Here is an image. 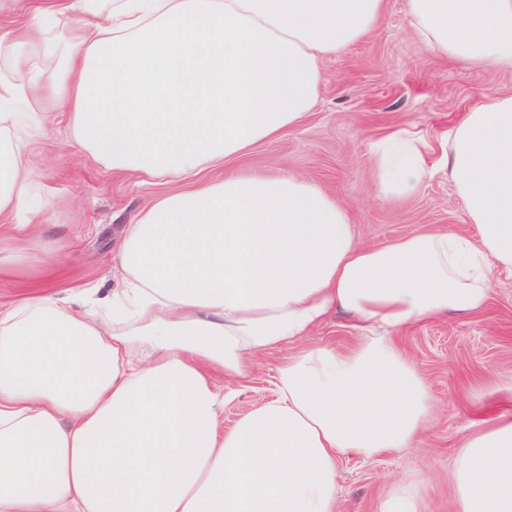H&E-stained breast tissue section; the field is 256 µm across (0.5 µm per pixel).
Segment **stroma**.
Here are the masks:
<instances>
[{"instance_id":"35a3bbf8","label":"stroma","mask_w":512,"mask_h":512,"mask_svg":"<svg viewBox=\"0 0 512 512\" xmlns=\"http://www.w3.org/2000/svg\"><path fill=\"white\" fill-rule=\"evenodd\" d=\"M504 89H512V72L478 74L434 56L410 34L404 0H387L376 32L326 61L319 99L303 125L258 144L233 165L314 180L348 211L366 245L382 247L426 228L467 233L471 227L447 170L413 199H376L371 146L398 125L439 143L481 95ZM29 162L37 174L33 207L41 225L20 241L28 260L0 272L2 302L38 292L63 296L78 285L109 288L126 225L155 196L180 189L112 174L70 140L64 112L35 133ZM49 243L65 255L46 266L41 259ZM397 341L436 399L434 417L407 454L338 461L340 512H380L390 484L404 478L411 479L421 512H455L448 472L459 440L472 422L504 408L490 377L512 383V278L494 285L483 311L411 326ZM274 365L261 361L225 400V427L272 398Z\"/></svg>"}]
</instances>
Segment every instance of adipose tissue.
Here are the masks:
<instances>
[{
  "label": "adipose tissue",
  "instance_id": "adipose-tissue-1",
  "mask_svg": "<svg viewBox=\"0 0 512 512\" xmlns=\"http://www.w3.org/2000/svg\"><path fill=\"white\" fill-rule=\"evenodd\" d=\"M409 30L475 71H512V0H405ZM385 0H50L0 36V215L35 174L25 129L54 102L96 162L158 196L118 244L121 277L82 307L0 304V512H338L341 457L415 447L434 398L396 345L407 327L486 308L512 277V93L483 96L442 156L469 235L362 245L311 180L213 170L299 127L323 63ZM375 192L418 195L419 132L372 145ZM344 313L353 345L309 339ZM279 355L276 396L225 428L226 389ZM456 512H512V410L473 423L451 472Z\"/></svg>",
  "mask_w": 512,
  "mask_h": 512
}]
</instances>
